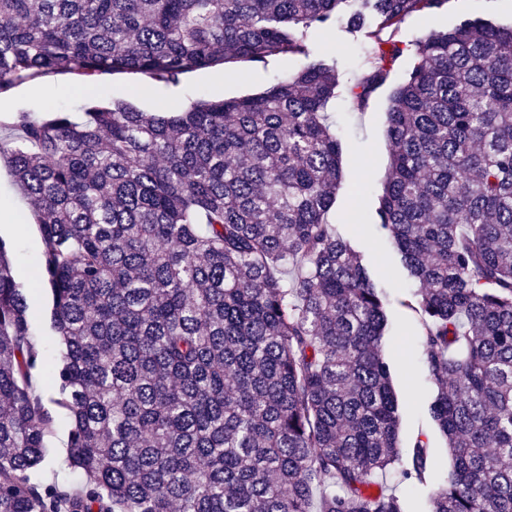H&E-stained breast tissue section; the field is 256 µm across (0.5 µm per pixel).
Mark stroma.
I'll use <instances>...</instances> for the list:
<instances>
[{"label": "stroma", "instance_id": "obj_1", "mask_svg": "<svg viewBox=\"0 0 512 512\" xmlns=\"http://www.w3.org/2000/svg\"><path fill=\"white\" fill-rule=\"evenodd\" d=\"M492 19L512 23V0H445L440 9L423 17L409 18L397 34L404 53L394 65V78H401L414 63L416 40L430 30H442L463 18ZM362 33L350 31L345 23L311 32L308 48L311 57L335 59L344 77H351L365 63ZM304 57L284 54L269 60L265 67L253 70L247 64L193 70L178 82L153 80L136 73H104L91 79L97 93L123 98L145 112L173 109L201 97L234 98L259 92L263 88L297 72ZM77 75H49L15 85L0 93V118L23 108L33 115L70 109L80 111L88 97L75 93L83 84ZM390 86L379 88L367 107L360 112L349 109L345 96L328 105L343 142V180L336 196L330 221L337 232L351 239L369 268L375 283L387 296L388 327L382 353L392 372V385L399 403V442L410 451L416 438L428 439L435 463L434 481L446 477L450 455L445 438L433 424L427 404L433 396L418 341L420 318L405 306L413 285L393 246L378 226L364 223L372 213L375 195L384 182L390 156L387 138V110ZM0 202L7 204L10 216L0 221V238L11 247L13 274L27 293L30 339L44 356L58 353L51 328L49 294L42 282V243L36 218L27 201L18 193L7 163H0ZM54 429L46 442V461L37 474L40 482L80 488V476L68 466L67 444L71 423L61 409H53Z\"/></svg>", "mask_w": 512, "mask_h": 512}]
</instances>
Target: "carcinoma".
I'll list each match as a JSON object with an SVG mask.
<instances>
[{"instance_id": "1", "label": "carcinoma", "mask_w": 512, "mask_h": 512, "mask_svg": "<svg viewBox=\"0 0 512 512\" xmlns=\"http://www.w3.org/2000/svg\"><path fill=\"white\" fill-rule=\"evenodd\" d=\"M443 2L0 0V92L307 56L309 30L355 4L369 47L345 91L362 110L402 53L383 34ZM414 57L390 96L373 221L418 284L405 305L451 457L430 512H512V25L430 31ZM339 86L336 63L312 59L167 112L111 98L80 120H0L59 339L55 358L30 341L0 238V512H408L378 481L401 460L385 300L328 220ZM38 366L57 397L37 392ZM50 403L72 422L77 491L35 478ZM430 471L418 439L398 480Z\"/></svg>"}]
</instances>
